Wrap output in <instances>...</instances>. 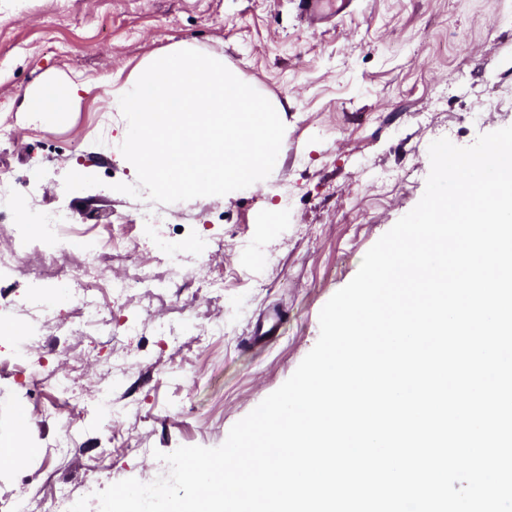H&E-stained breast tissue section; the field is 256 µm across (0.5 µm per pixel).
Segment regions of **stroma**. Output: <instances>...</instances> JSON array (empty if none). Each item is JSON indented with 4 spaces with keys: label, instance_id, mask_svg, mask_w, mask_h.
Instances as JSON below:
<instances>
[{
    "label": "stroma",
    "instance_id": "obj_1",
    "mask_svg": "<svg viewBox=\"0 0 512 512\" xmlns=\"http://www.w3.org/2000/svg\"><path fill=\"white\" fill-rule=\"evenodd\" d=\"M0 20V167L28 189L25 206L64 210L95 238L119 216L124 240L145 246L140 217L158 212L155 232L177 251L162 298L113 300L108 335H73L67 297L44 322L19 303L25 279L0 281V349L30 356L19 379L0 377V446L30 449L0 467V496L32 512H59L39 476L77 496L116 477L167 474L156 452L221 445L293 374L319 338L322 307L418 204L431 142L467 147L512 126V0H351L341 12L329 2L311 26L295 0H81L67 16L54 0H0ZM177 43L222 57L282 106L267 179L169 205L114 191L137 174L118 150L127 125L110 91ZM54 74L90 94L66 122H23L28 89ZM71 171L102 184L66 191ZM193 235L211 240V259L189 251ZM276 308V337L249 344ZM133 321L139 334H124ZM61 349L72 374L65 403L40 383L41 363ZM98 389L111 391L115 433L134 453L117 454L100 430Z\"/></svg>",
    "mask_w": 512,
    "mask_h": 512
}]
</instances>
